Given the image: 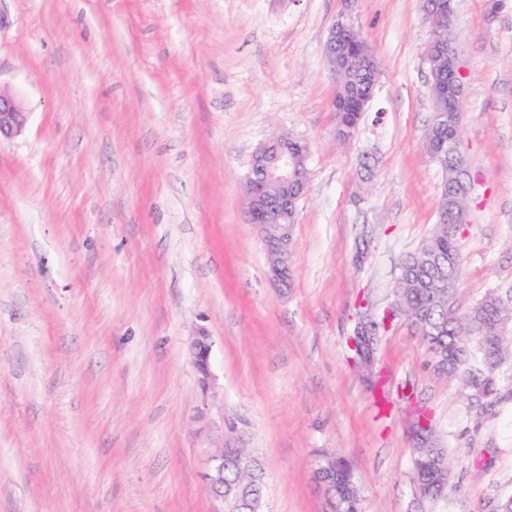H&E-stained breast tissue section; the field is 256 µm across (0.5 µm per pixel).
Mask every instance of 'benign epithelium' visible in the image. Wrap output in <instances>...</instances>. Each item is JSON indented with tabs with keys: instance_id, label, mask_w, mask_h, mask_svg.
Here are the masks:
<instances>
[{
	"instance_id": "7a95c632",
	"label": "benign epithelium",
	"mask_w": 512,
	"mask_h": 512,
	"mask_svg": "<svg viewBox=\"0 0 512 512\" xmlns=\"http://www.w3.org/2000/svg\"><path fill=\"white\" fill-rule=\"evenodd\" d=\"M343 8L329 28L328 38L323 46L325 61L336 83L334 97L335 111L363 112L368 101L355 86L345 82V75L353 68L367 71L371 77V89L380 87L382 69L375 51L354 44L350 38L351 27L357 24L359 0H342ZM426 60H439L447 66L430 67L429 91L433 111L438 119L448 121V161H453L458 154L465 153L464 134L457 133L459 113L458 103L466 98L467 91L463 81L464 66L457 49V10L456 0H444L434 17L431 34L423 46ZM28 115L20 103L12 96L0 93V140L13 138L23 131ZM274 157L275 167L267 174L268 182L298 184L302 181V162L300 155L288 152V137H273L263 142L252 155L247 180L252 184L248 192L247 214L249 223L261 228V240L268 256L269 278L276 288H288L291 282L289 265L290 243L293 225L273 224L271 219L280 218L289 213L297 216L299 202L303 193L290 192L286 189L275 191L253 176V171L267 163L268 157ZM380 326L369 313L361 316L356 323L350 339L352 348L360 357V367L368 379L376 374L374 354L370 349L377 344ZM193 362L201 375L204 386H209L211 344L209 335L203 328L190 342ZM220 430L223 435V448L210 454L205 481L209 492L222 504L220 512H260L261 498L243 499L233 489L224 487V449L237 448L242 439L241 430L228 421H223ZM409 434L414 446L433 438L426 416L420 410L410 415ZM333 471V463L320 459L315 470L318 482L326 499L336 496V479L321 478L324 471Z\"/></svg>"
}]
</instances>
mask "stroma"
Returning a JSON list of instances; mask_svg holds the SVG:
<instances>
[{"label":"stroma","instance_id":"35a3bbf8","mask_svg":"<svg viewBox=\"0 0 512 512\" xmlns=\"http://www.w3.org/2000/svg\"><path fill=\"white\" fill-rule=\"evenodd\" d=\"M341 8L0 0V91L29 114L0 142V512H217L203 475L226 417L263 465L262 512H328L321 451L351 462L361 512H496L512 497V356L497 396L476 401L394 318L382 408L352 362L359 305L381 317L393 302L442 171L424 146L423 0H361L383 77L346 141L323 55ZM457 28L474 183L456 303L493 290L512 309V0H457ZM281 134L310 145L284 291L245 203L253 153ZM200 326L206 391L189 352ZM414 403L452 465L435 501L415 492Z\"/></svg>","mask_w":512,"mask_h":512}]
</instances>
